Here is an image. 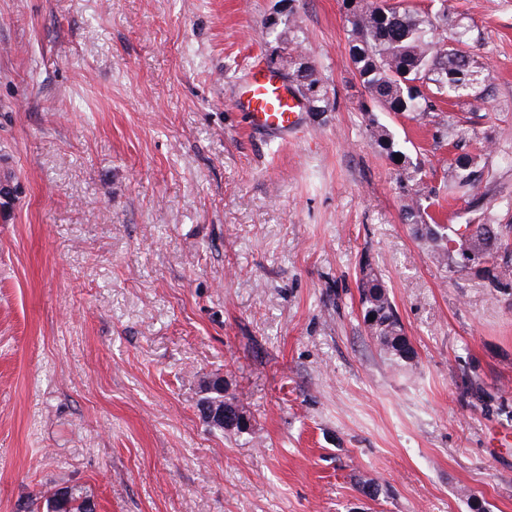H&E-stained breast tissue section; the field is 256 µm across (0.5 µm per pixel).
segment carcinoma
I'll return each instance as SVG.
<instances>
[{
	"instance_id": "cac0c4a2",
	"label": "carcinoma",
	"mask_w": 512,
	"mask_h": 512,
	"mask_svg": "<svg viewBox=\"0 0 512 512\" xmlns=\"http://www.w3.org/2000/svg\"><path fill=\"white\" fill-rule=\"evenodd\" d=\"M347 22L350 57L364 89L380 111L424 115L433 111L435 99L481 96L483 76L468 51V30L458 28L451 48L433 41L435 32L448 25L445 12L420 11L403 0H378L367 9L353 7ZM293 76L309 92L313 111H322L325 92L316 69L302 60L293 67ZM374 137L377 146L390 158L398 155L403 164L413 165L385 125L376 124ZM451 166L456 187L470 197L472 204H479L482 169L478 168V156L458 154ZM411 180L414 184L403 205V216L408 221L419 216L422 198L426 196L422 179L413 176ZM415 229L430 244L432 256L440 266L451 273L463 270L450 253V243L456 236L448 234V227L417 223ZM495 229V224H467L463 232L468 249L487 262L502 248ZM358 292L364 325L380 354L397 366L413 362L415 352L397 307L378 274L367 263L360 269ZM52 498L54 512H86L85 504L90 496L71 487L61 496L53 491L44 497V502Z\"/></svg>"
}]
</instances>
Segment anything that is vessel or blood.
<instances>
[{"label":"vessel or blood","instance_id":"obj_1","mask_svg":"<svg viewBox=\"0 0 512 512\" xmlns=\"http://www.w3.org/2000/svg\"><path fill=\"white\" fill-rule=\"evenodd\" d=\"M238 110L246 112L254 129L279 136L292 132L303 105L279 74L269 68L252 69L235 95Z\"/></svg>","mask_w":512,"mask_h":512}]
</instances>
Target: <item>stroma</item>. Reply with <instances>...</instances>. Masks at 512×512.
I'll use <instances>...</instances> for the list:
<instances>
[{
	"mask_svg": "<svg viewBox=\"0 0 512 512\" xmlns=\"http://www.w3.org/2000/svg\"><path fill=\"white\" fill-rule=\"evenodd\" d=\"M409 3L469 29L482 98L371 111L344 0H0V512L66 485L98 512H512V287L439 266L372 137L512 266V0ZM297 55L325 111L253 131L239 83ZM365 263L409 365L365 329ZM216 378L249 429L202 421ZM374 127L377 146L393 160H395V155H400V162L402 161L403 165H412L413 173H418L417 164L414 165L407 153L399 147L391 131L380 123H377ZM477 155L469 153L458 154L454 157L451 166L455 172V183L459 191L470 197L473 205H478L482 195L478 193L482 183V170L478 168Z\"/></svg>",
	"mask_w": 512,
	"mask_h": 512,
	"instance_id": "1",
	"label": "stroma"
}]
</instances>
